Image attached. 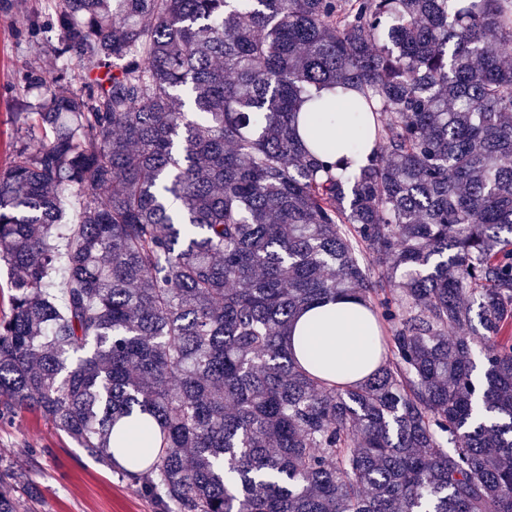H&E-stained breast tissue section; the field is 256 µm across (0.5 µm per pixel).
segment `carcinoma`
Instances as JSON below:
<instances>
[{"instance_id": "cac0c4a2", "label": "carcinoma", "mask_w": 512, "mask_h": 512, "mask_svg": "<svg viewBox=\"0 0 512 512\" xmlns=\"http://www.w3.org/2000/svg\"><path fill=\"white\" fill-rule=\"evenodd\" d=\"M42 28L58 73L0 171V419L156 512H512V0H53ZM338 89L356 168L312 119ZM333 296L378 327L357 386L281 345Z\"/></svg>"}]
</instances>
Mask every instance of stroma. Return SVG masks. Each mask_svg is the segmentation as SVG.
<instances>
[{
	"instance_id": "obj_1",
	"label": "stroma",
	"mask_w": 512,
	"mask_h": 512,
	"mask_svg": "<svg viewBox=\"0 0 512 512\" xmlns=\"http://www.w3.org/2000/svg\"><path fill=\"white\" fill-rule=\"evenodd\" d=\"M48 12V0H0V170L11 160L21 126L16 103L26 94L24 75L33 69L53 73L55 34L30 31L33 17ZM0 458L11 464L1 479L21 471L36 491L35 501H23L24 512H154L147 498L39 414L0 421Z\"/></svg>"
}]
</instances>
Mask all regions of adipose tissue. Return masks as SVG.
<instances>
[{
    "label": "adipose tissue",
    "instance_id": "ef3b65f1",
    "mask_svg": "<svg viewBox=\"0 0 512 512\" xmlns=\"http://www.w3.org/2000/svg\"><path fill=\"white\" fill-rule=\"evenodd\" d=\"M320 135L336 141L331 161L349 158L348 143L358 127L354 113H317ZM369 311L354 300L339 297L303 309L282 338L283 347L307 370L338 384L363 382L379 363L373 353Z\"/></svg>",
    "mask_w": 512,
    "mask_h": 512
}]
</instances>
